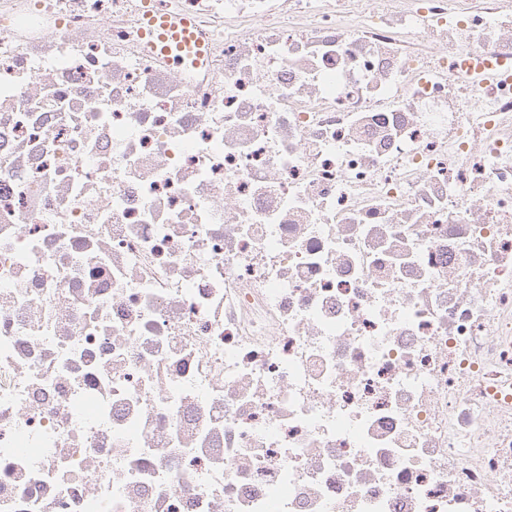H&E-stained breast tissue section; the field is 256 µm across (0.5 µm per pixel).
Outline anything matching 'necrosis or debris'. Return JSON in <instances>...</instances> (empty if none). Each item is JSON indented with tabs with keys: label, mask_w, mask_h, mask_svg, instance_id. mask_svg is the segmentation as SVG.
Segmentation results:
<instances>
[{
	"label": "necrosis or debris",
	"mask_w": 512,
	"mask_h": 512,
	"mask_svg": "<svg viewBox=\"0 0 512 512\" xmlns=\"http://www.w3.org/2000/svg\"><path fill=\"white\" fill-rule=\"evenodd\" d=\"M0 512H512V0H0ZM149 16V22L152 25L157 24L159 21V28L165 31L167 34L172 33L171 37L176 42V46L179 51L188 52V56H191L193 46L200 47L201 45L196 41L194 32L190 29V22L187 20L179 21L178 23L172 21L171 17L167 15H161L160 17L154 16L152 10L146 11ZM180 29V31H179ZM167 34L161 33L160 39L165 42L167 41Z\"/></svg>",
	"instance_id": "1"
}]
</instances>
